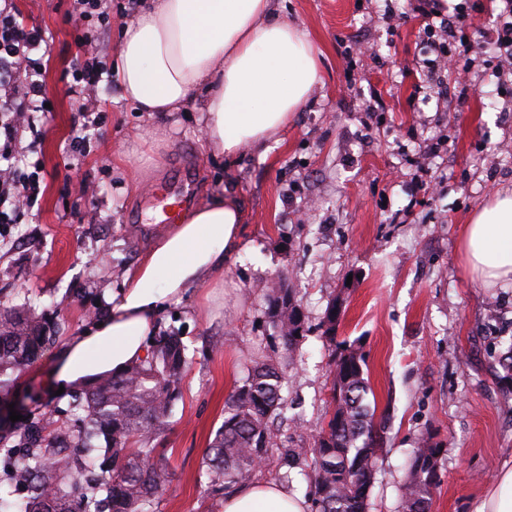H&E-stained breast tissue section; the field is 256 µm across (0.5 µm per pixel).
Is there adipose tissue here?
<instances>
[{
    "mask_svg": "<svg viewBox=\"0 0 512 512\" xmlns=\"http://www.w3.org/2000/svg\"><path fill=\"white\" fill-rule=\"evenodd\" d=\"M116 74L143 112H176L203 96L204 140L217 155L264 148L306 105L319 77L308 35L273 0H143L120 39ZM234 199L184 212L128 273L110 314L60 351L52 384L87 389L146 355L161 316L193 288L221 278L241 244ZM464 266L484 287L512 281V192L489 199L465 225ZM301 497L258 480L225 491L224 512H305Z\"/></svg>",
    "mask_w": 512,
    "mask_h": 512,
    "instance_id": "1",
    "label": "adipose tissue"
}]
</instances>
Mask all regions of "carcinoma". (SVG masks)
<instances>
[{"instance_id":"1","label":"carcinoma","mask_w":512,"mask_h":512,"mask_svg":"<svg viewBox=\"0 0 512 512\" xmlns=\"http://www.w3.org/2000/svg\"><path fill=\"white\" fill-rule=\"evenodd\" d=\"M268 315L282 346L303 338L300 305L289 288L267 291ZM56 340L55 324L40 304L0 311V391ZM187 364L181 340L163 332L145 359L106 376L72 397L67 411L26 419L0 436V512H151L166 492L165 449L160 447ZM365 360L344 347L331 369L334 411L313 449V512H366L376 473L373 413L365 396ZM285 366L264 356L252 361L245 382L224 401V422L204 455L205 476L216 493L252 481L257 462L278 446L273 421L286 407ZM75 425L57 433L60 416ZM441 449L422 437L412 450L401 512H428Z\"/></svg>"}]
</instances>
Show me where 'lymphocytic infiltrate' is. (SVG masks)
<instances>
[{
    "label": "lymphocytic infiltrate",
    "mask_w": 512,
    "mask_h": 512,
    "mask_svg": "<svg viewBox=\"0 0 512 512\" xmlns=\"http://www.w3.org/2000/svg\"><path fill=\"white\" fill-rule=\"evenodd\" d=\"M72 16L78 51L72 64L69 89L79 95L95 93L106 64L90 53L95 35L111 24L109 0H76ZM415 11L418 34L428 44L433 57L427 60L433 82L430 93L445 96L437 77L444 62L453 59V46L466 38L462 21L463 4L446 8L441 0H419ZM45 36L19 18L15 0H0V224H21L31 213L39 194V177L30 169L28 152L19 150L25 132L33 131L34 113L44 111L46 98L41 80L43 64L35 58Z\"/></svg>",
    "instance_id": "lymphocytic-infiltrate-1"
}]
</instances>
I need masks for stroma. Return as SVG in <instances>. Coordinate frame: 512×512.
<instances>
[{
	"instance_id": "1",
	"label": "stroma",
	"mask_w": 512,
	"mask_h": 512,
	"mask_svg": "<svg viewBox=\"0 0 512 512\" xmlns=\"http://www.w3.org/2000/svg\"><path fill=\"white\" fill-rule=\"evenodd\" d=\"M73 3L16 0L46 36L50 108L34 115L38 201L27 223L0 224V299H38L68 340L110 311L166 232L161 201L174 175L188 173L194 203L231 195L244 210L223 284L194 289L161 322L180 335L189 363L165 432L169 491L154 512H204L211 502L202 461L224 400L251 359L282 351L264 296L274 282L300 304L304 337L286 355L281 445L256 479L287 474L289 491L308 496L311 450L333 412V346L345 343L365 358L381 434L367 512H401L410 452L424 436L442 450L430 512H471L512 455V380L498 363L512 338V282L482 287L459 256L473 212L512 189V86L485 64L494 48H473L464 102L439 99L418 90L429 48L416 20H400L415 0H276L308 33L320 79L278 144L229 159L207 149L197 106L137 111L113 75L91 99L70 93ZM378 101L383 110L372 111ZM88 106L100 124L80 156L73 127ZM332 304L340 316L331 343L322 322ZM56 351L48 346L0 393V409L25 416L66 405L43 383ZM288 448L300 451L289 463Z\"/></svg>"
}]
</instances>
